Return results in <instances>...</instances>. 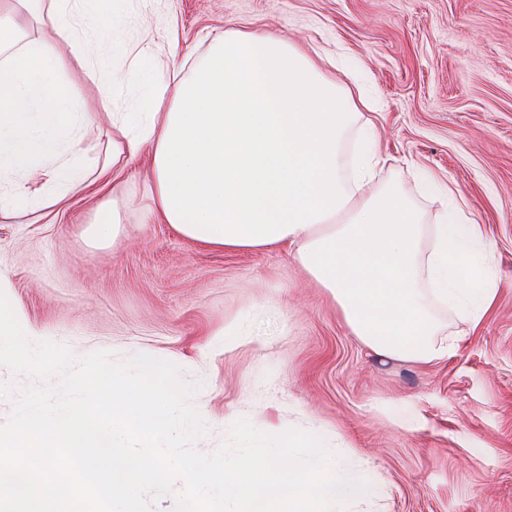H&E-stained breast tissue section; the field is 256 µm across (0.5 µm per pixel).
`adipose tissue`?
I'll return each instance as SVG.
<instances>
[{"label": "adipose tissue", "instance_id": "obj_1", "mask_svg": "<svg viewBox=\"0 0 512 512\" xmlns=\"http://www.w3.org/2000/svg\"><path fill=\"white\" fill-rule=\"evenodd\" d=\"M112 0H0V215L65 205L88 185L84 133L97 120L75 70L106 74L115 41L91 40ZM350 92L301 48L271 34H226L189 79L153 87L124 113L97 179L149 152L147 218L210 248H294L351 332L374 354L433 362L452 350L435 308L472 323L494 294L482 278L492 242L454 186L435 223L380 183L374 132ZM356 130L343 164L341 136Z\"/></svg>", "mask_w": 512, "mask_h": 512}]
</instances>
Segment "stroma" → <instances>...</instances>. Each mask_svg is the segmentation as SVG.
Instances as JSON below:
<instances>
[{
  "label": "stroma",
  "instance_id": "1",
  "mask_svg": "<svg viewBox=\"0 0 512 512\" xmlns=\"http://www.w3.org/2000/svg\"><path fill=\"white\" fill-rule=\"evenodd\" d=\"M112 29L147 30L157 47L147 69L115 50L108 82L74 72L99 112L85 168L108 160L113 113L144 108L148 83L189 78L228 31L270 33L342 87L361 76L380 106L378 178L426 223L440 202L419 171L460 189L494 244V301L476 326L441 311L446 359L378 357L286 247L228 253L146 220L140 159L118 188L93 184L65 211L0 217V284L22 322L78 358L148 351L202 381V452L247 409L282 431L323 430L373 485L350 512H512V0H115L93 20L94 33ZM111 202L120 232L97 238L96 208ZM246 321L267 348L225 350V327Z\"/></svg>",
  "mask_w": 512,
  "mask_h": 512
}]
</instances>
